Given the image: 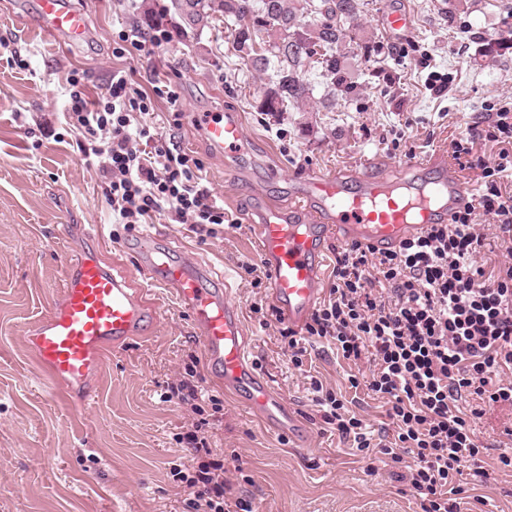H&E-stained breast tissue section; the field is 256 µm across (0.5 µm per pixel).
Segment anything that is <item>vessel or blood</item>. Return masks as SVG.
Masks as SVG:
<instances>
[{
	"instance_id": "vessel-or-blood-1",
	"label": "vessel or blood",
	"mask_w": 512,
	"mask_h": 512,
	"mask_svg": "<svg viewBox=\"0 0 512 512\" xmlns=\"http://www.w3.org/2000/svg\"><path fill=\"white\" fill-rule=\"evenodd\" d=\"M37 27L76 41L87 24L71 0H36ZM194 122L217 150L240 152L247 139L234 112H198ZM411 178L397 182L354 173L317 174L291 190L287 209H259L255 231L268 272L269 295L289 326L303 327L321 297L329 238L376 250L441 224L472 200L456 168L437 160L429 168L409 162ZM148 283L168 289L192 322L216 381L259 417L270 431L295 433L297 422L284 396L260 374L249 356L248 333L228 289L215 286L206 267L161 249L152 234L128 246ZM156 312L144 289L132 288L92 254L73 256L52 311L28 326L26 342L47 378L83 399L100 374L107 352L142 335Z\"/></svg>"
}]
</instances>
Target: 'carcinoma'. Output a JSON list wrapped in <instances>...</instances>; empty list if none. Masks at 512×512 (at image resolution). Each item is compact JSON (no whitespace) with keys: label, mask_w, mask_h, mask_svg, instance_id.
Instances as JSON below:
<instances>
[{"label":"carcinoma","mask_w":512,"mask_h":512,"mask_svg":"<svg viewBox=\"0 0 512 512\" xmlns=\"http://www.w3.org/2000/svg\"><path fill=\"white\" fill-rule=\"evenodd\" d=\"M177 30L195 31L215 12L233 23L235 47L258 70L277 61L275 80L255 108L274 114L300 105L313 95L303 76V67L315 64L326 84L343 98L358 94L352 80L346 46L353 43L370 60L381 54L371 36L352 32L357 0H172ZM470 9V0H443L442 20L454 27L458 17Z\"/></svg>","instance_id":"1"}]
</instances>
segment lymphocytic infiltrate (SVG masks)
Segmentation results:
<instances>
[{
	"mask_svg": "<svg viewBox=\"0 0 512 512\" xmlns=\"http://www.w3.org/2000/svg\"><path fill=\"white\" fill-rule=\"evenodd\" d=\"M172 39L162 21L150 31H119L113 54L146 51ZM71 88L69 124L80 132L82 160L100 159L103 194L112 221L131 228L166 214L192 232L214 237L224 223V206L201 183V160L172 146L150 117L153 98L167 101L173 126L184 113L180 94L162 81L152 91L135 87L129 74L113 72L96 99ZM472 137L500 143L494 165L484 167L472 206L445 224H433L392 251L355 243L338 252L327 299L301 329L281 327L280 336L295 366H302L303 338H323L343 359L371 356L366 380L350 376L383 399L395 427L391 439L374 440L362 421L322 380L312 379L325 424L351 439L358 450L379 448L394 462L412 456L406 480L422 499V512H454L448 494L465 462H478L481 444L472 423L491 406L512 407V265L486 275L476 261L485 238L475 229L477 214L492 217L503 241L512 242V194L501 178L512 173V105L496 108L490 122L473 127ZM198 458L182 475L189 512H253L250 502L231 497L224 457L214 452L202 424L179 438Z\"/></svg>",
	"mask_w": 512,
	"mask_h": 512,
	"instance_id": "obj_1",
	"label": "lymphocytic infiltrate"
}]
</instances>
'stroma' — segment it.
<instances>
[{"label":"stroma","instance_id":"1","mask_svg":"<svg viewBox=\"0 0 512 512\" xmlns=\"http://www.w3.org/2000/svg\"><path fill=\"white\" fill-rule=\"evenodd\" d=\"M440 2L359 0L354 26L384 47L381 62L355 57L360 95H333L309 68L305 76L315 91L306 111L266 115L254 103L274 73L255 71L235 51L221 14L203 29L174 34L152 54L118 56L112 52L117 32L146 28L157 5L171 0H73L88 36L66 45L29 21L35 0H0V512H186L185 487L172 472L190 466L177 436L198 416L162 396L201 347L168 290L154 289L156 321L108 352L85 402L46 383L25 341L28 324L53 308L74 252L99 253L116 272L133 270L124 246L136 233L113 223L100 166L81 159L78 135L64 119L70 73L93 97L116 70L146 90L158 75L177 86L187 117L175 139L202 160L203 182L223 201L230 222L203 239L160 216L148 232L162 248L208 266L230 289L252 358L309 432L304 443L271 433L199 365L200 386L223 404L207 431L212 447L224 451L233 494L251 500L255 512H422L404 465L376 451L359 452L325 430L312 401L309 383L316 377L343 396L368 430L389 427L382 400L347 381L350 373H368L370 362L344 360L321 340L295 367L279 323L260 322L252 313V305L271 302L253 218L258 199L287 204L296 180L336 170L392 179L403 161L451 156L460 141L474 162L460 176L478 190L482 168L494 164L500 146L468 133L474 123L490 121V106L512 100V50L485 53L488 43L512 31V0H476L452 28L438 13ZM392 10L409 14L408 32L383 27L382 14ZM15 50L26 68L13 63ZM432 70L451 75L448 95L426 89ZM197 112L242 113L248 134L242 151L210 147L191 120ZM248 263L256 265L255 274L245 271ZM509 425L506 407L487 409L475 421L487 448L479 463L463 466L456 512H512V471L498 462L501 449L512 448L504 433Z\"/></svg>","mask_w":512,"mask_h":512}]
</instances>
